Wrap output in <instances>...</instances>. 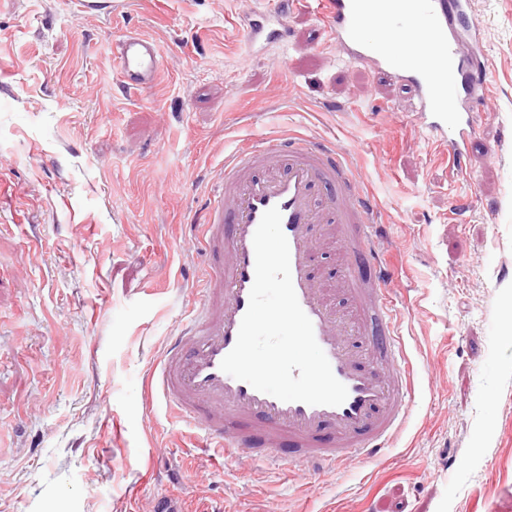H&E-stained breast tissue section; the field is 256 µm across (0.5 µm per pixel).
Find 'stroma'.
I'll list each match as a JSON object with an SVG mask.
<instances>
[{"mask_svg": "<svg viewBox=\"0 0 512 512\" xmlns=\"http://www.w3.org/2000/svg\"><path fill=\"white\" fill-rule=\"evenodd\" d=\"M275 0H0V512H512V0H470L475 133L463 174L409 89ZM136 30L149 93L114 62ZM334 142L374 200L414 372L383 458L315 474L199 449L151 376L197 305L199 223L224 155ZM272 14L268 11H259L246 24L242 38L247 48H253L262 40L287 42L288 30L285 28H273L270 26ZM275 37V38H273ZM126 87L148 91L155 83L160 67L159 48L151 39L129 32L120 41L115 56Z\"/></svg>", "mask_w": 512, "mask_h": 512, "instance_id": "1", "label": "stroma"}]
</instances>
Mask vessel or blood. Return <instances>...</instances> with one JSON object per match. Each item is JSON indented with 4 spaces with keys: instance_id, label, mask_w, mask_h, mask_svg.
Listing matches in <instances>:
<instances>
[{
    "instance_id": "obj_1",
    "label": "vessel or blood",
    "mask_w": 512,
    "mask_h": 512,
    "mask_svg": "<svg viewBox=\"0 0 512 512\" xmlns=\"http://www.w3.org/2000/svg\"><path fill=\"white\" fill-rule=\"evenodd\" d=\"M338 50L373 58L378 73L408 87L425 130L455 137L451 168L463 172L470 102L480 80L474 60L458 47L457 27L467 0H314ZM260 11L242 38L287 41V29ZM373 25L403 59L374 51L357 37ZM126 87L147 91L160 67L159 48L131 32L115 56ZM359 177L334 144L286 133L263 137L225 154L211 190L202 231L208 258L206 286L185 327L167 349L155 376L174 418L202 434L207 447L227 457L249 456L289 468L335 467L378 457L413 406L412 375L388 288L392 271L376 243L378 212L356 186ZM278 208L288 240L299 304L335 377L348 391L338 406L284 402L223 372L234 347L255 277L253 236L265 211ZM341 245V289L327 287L315 263L328 235Z\"/></svg>"
}]
</instances>
